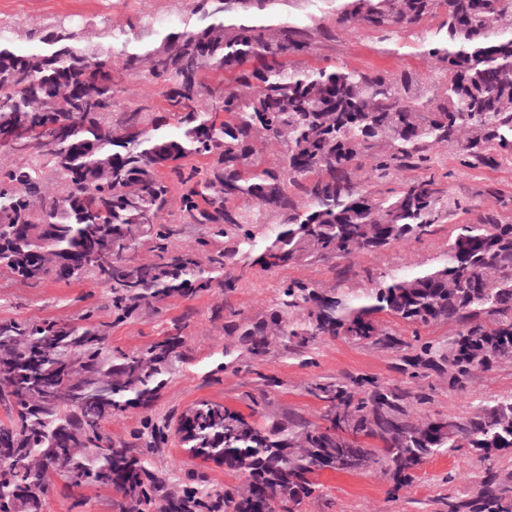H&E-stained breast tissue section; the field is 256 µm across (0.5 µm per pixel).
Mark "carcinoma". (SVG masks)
<instances>
[{
  "mask_svg": "<svg viewBox=\"0 0 512 512\" xmlns=\"http://www.w3.org/2000/svg\"><path fill=\"white\" fill-rule=\"evenodd\" d=\"M432 18L415 42L439 74L425 95L410 71L316 57L335 38L327 20L397 55L402 34ZM125 76L157 86L160 102L118 111ZM442 148L464 169L512 162V0H189L175 25H1L0 274L32 288L93 282L112 320H98L97 301L73 320L0 319V461H20L0 469V512H44L58 480L118 512H295L324 471L377 468L394 496L428 459L462 451L487 466L446 512H512V471L495 467L512 454V394L466 415L426 411L439 382L463 392L512 364V220L501 213L512 198L454 225L431 264L369 289L284 279L257 322L230 301L255 267L334 268L471 212L448 193ZM179 224L202 227L188 249ZM145 245L151 261L137 259ZM215 288L212 320L237 343L209 379L326 336L401 352L399 377L315 382L323 424L270 418L266 378L246 413L200 400L175 424L146 415L112 437L113 415L150 410L188 362L184 321L129 352L112 348V327ZM441 325L443 343L430 337ZM171 438L242 479L175 478L154 463Z\"/></svg>",
  "mask_w": 512,
  "mask_h": 512,
  "instance_id": "cac0c4a2",
  "label": "carcinoma"
}]
</instances>
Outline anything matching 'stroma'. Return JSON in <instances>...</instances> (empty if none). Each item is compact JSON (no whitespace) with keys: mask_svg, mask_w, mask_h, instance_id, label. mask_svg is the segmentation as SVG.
<instances>
[{"mask_svg":"<svg viewBox=\"0 0 512 512\" xmlns=\"http://www.w3.org/2000/svg\"><path fill=\"white\" fill-rule=\"evenodd\" d=\"M188 0H0V23L27 29L59 19L82 23L88 19H109L122 25L133 15H150L173 20L185 10ZM322 57L350 68L415 72L421 79V91H428L437 74L428 63L412 52L399 55L383 53L376 42L361 29L338 32L335 41L319 50ZM441 168L454 170L449 181L451 196L475 204L491 203L492 192L512 195V163L494 169L480 168L457 171L454 154L441 150L437 155ZM467 215L454 216L440 231L424 241L394 245L375 253L358 254L350 263L355 271L348 285L368 287V274L388 273L410 264H426L444 251L454 225L467 222ZM301 278L318 283L333 282V270L324 264L288 265L270 273L247 274L241 277L231 295L232 302L249 317L269 315L276 300V284L284 278ZM101 296L103 290L92 282L65 284L47 282L31 288L0 275V318L56 317L69 319L79 314L87 294ZM217 293L194 297L172 298L166 311L151 313L116 326L111 331L113 346L125 351L137 350L164 336L172 319L187 316L184 348L191 360L169 378L152 412L156 416L179 415L194 402L207 399L243 409L245 395L262 388L261 376L276 379L268 390L266 411L282 418L291 413L319 421L322 404L308 394V387L323 378L346 374L369 375L383 381L395 379L393 369L397 352L370 346L354 345L339 339L321 340L301 355L282 348H273L255 362L251 374L225 370L220 382L206 378L231 337L225 336L221 324L211 319V308ZM512 393V365H503L481 375L466 392L449 391L438 385L434 407L444 413L465 414L473 403L489 396ZM486 464L475 455L451 454L426 461L414 474L413 481L396 497H389V482L375 470L357 474L323 472L317 496L301 504L297 512H441V500L460 491L473 489L483 475Z\"/></svg>","mask_w":512,"mask_h":512,"instance_id":"1","label":"stroma"}]
</instances>
